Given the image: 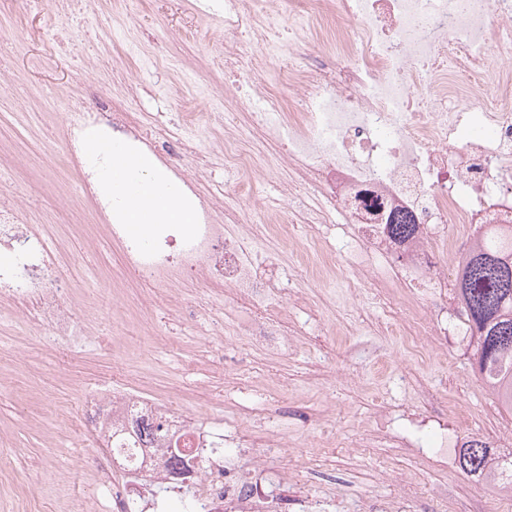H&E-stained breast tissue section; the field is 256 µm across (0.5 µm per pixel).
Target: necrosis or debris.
Masks as SVG:
<instances>
[{
    "label": "necrosis or debris",
    "mask_w": 512,
    "mask_h": 512,
    "mask_svg": "<svg viewBox=\"0 0 512 512\" xmlns=\"http://www.w3.org/2000/svg\"><path fill=\"white\" fill-rule=\"evenodd\" d=\"M265 0H224V55L241 63L243 40L287 53ZM312 38H324L323 59L289 65L284 81L294 93L283 102L269 86L261 102L240 101L228 113L224 169L256 170L276 149L288 170L282 192L295 198L297 181L318 187V205L293 208L286 222L241 226L233 208L215 223L214 197L197 196L185 170L161 155L143 125L123 113L82 110L60 100L67 151L63 165L79 169L85 190L102 181L104 156L83 155L80 138L121 142L125 152L150 156L185 196H197L188 228L158 225L147 239L129 236L120 211L107 230L122 242L126 270L140 282L172 289L193 281H220L233 295L257 302L258 312L238 328L243 355L273 357L288 347L278 316L286 292L268 264L254 257L262 237L284 238L303 225L311 240L324 226L352 225L376 249L401 252L408 279H445L444 260H461L465 234L475 224L512 223V62L490 67L494 49L512 48V0H288ZM396 211L412 212L422 228L413 242L391 241L384 226ZM48 240L23 221L16 205L0 204V303L12 306L39 336L63 349L85 340L84 327L55 288ZM77 427L95 447L76 446L79 467L98 476L89 512H163L152 490L175 481L181 453L199 450L193 472V512H277L260 488L257 470L224 474V446L234 434L190 423L177 395L159 399L124 381L89 390Z\"/></svg>",
    "instance_id": "1"
}]
</instances>
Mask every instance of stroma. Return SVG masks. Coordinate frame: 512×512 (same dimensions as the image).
Here are the masks:
<instances>
[{"label": "stroma", "instance_id": "1", "mask_svg": "<svg viewBox=\"0 0 512 512\" xmlns=\"http://www.w3.org/2000/svg\"><path fill=\"white\" fill-rule=\"evenodd\" d=\"M205 2L108 0L101 12L75 14L61 48L48 7L0 0V37L9 47L0 61V198H12L58 240V285L92 337L60 357L0 306V455L13 466L0 481V512H30L33 495L43 512H79L96 475L84 471L71 484L61 477L71 465L66 448L80 434L53 416L77 412L87 390L121 376L159 398L180 394L190 417L215 430L229 412L256 426L288 405V419L276 424L285 447L267 463L262 483L283 512H302L306 500L316 501L318 512H512L511 492L459 468L457 451L471 438L512 451V416L471 368L473 347L453 289L442 303L430 288H381L397 277L399 256L368 253L357 264V246L335 232L326 239L335 274L300 276L295 256L312 243L296 229L280 244L285 284L296 298L284 313L288 350L275 361L245 358L224 342L223 324L237 309L230 293L195 284L166 297L136 281L79 177L58 180L34 164L63 147L64 117L53 99L77 97L91 110L107 98L117 111L158 118L165 130L186 128L212 160L199 181L202 193L222 191L253 219H285L289 202L279 192L276 163L239 177L224 172L221 115L235 111L236 92L212 64L224 23L202 12ZM186 307L216 318L210 340L193 339L175 320ZM390 313L432 316L446 343L415 356L398 337L382 336L371 353L359 340ZM157 331L162 339L146 342ZM235 374L254 377L253 387L229 388ZM193 379L207 385L206 395L193 391Z\"/></svg>", "mask_w": 512, "mask_h": 512}]
</instances>
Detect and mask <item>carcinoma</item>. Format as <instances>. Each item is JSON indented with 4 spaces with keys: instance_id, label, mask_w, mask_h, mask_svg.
<instances>
[{
    "instance_id": "obj_1",
    "label": "carcinoma",
    "mask_w": 512,
    "mask_h": 512,
    "mask_svg": "<svg viewBox=\"0 0 512 512\" xmlns=\"http://www.w3.org/2000/svg\"><path fill=\"white\" fill-rule=\"evenodd\" d=\"M409 215L387 225L399 244L420 234ZM465 333L473 345V368L512 415V224H482L466 254L454 284ZM460 468L479 480L512 488V459H504L481 439L459 449Z\"/></svg>"
}]
</instances>
